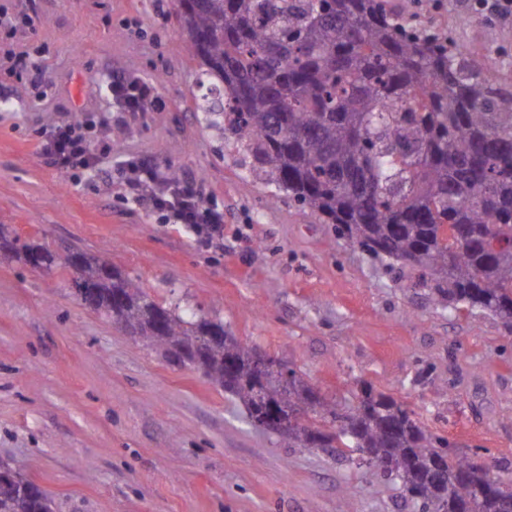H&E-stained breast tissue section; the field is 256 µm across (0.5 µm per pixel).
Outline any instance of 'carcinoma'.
I'll return each mask as SVG.
<instances>
[{"label":"carcinoma","mask_w":512,"mask_h":512,"mask_svg":"<svg viewBox=\"0 0 512 512\" xmlns=\"http://www.w3.org/2000/svg\"><path fill=\"white\" fill-rule=\"evenodd\" d=\"M203 75L222 104L210 126L253 158L252 175L320 214L354 245L432 277L431 293L478 309L512 334V92L453 40L407 27L386 0H176ZM68 268L76 292L129 335L190 365L204 350L206 377L259 412L256 389L312 422L281 433L287 448H328L336 460L381 474L421 512H503L512 471L492 477L433 435L392 397L361 389L340 407L296 371L260 381L254 349L203 314L163 308L105 255L58 256L16 247ZM83 264L71 265V255ZM0 512H54L53 498L0 464Z\"/></svg>","instance_id":"carcinoma-1"}]
</instances>
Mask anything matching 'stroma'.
<instances>
[{"label": "stroma", "instance_id": "35a3bbf8", "mask_svg": "<svg viewBox=\"0 0 512 512\" xmlns=\"http://www.w3.org/2000/svg\"><path fill=\"white\" fill-rule=\"evenodd\" d=\"M475 0H414L407 24L465 46L512 89V19ZM0 43L41 65L0 67V231L112 263L157 303L222 321L257 352L350 405L363 386L413 410L490 475L512 469V335L430 296L431 278L376 260L310 209L255 181L212 98L175 0H0ZM153 86L162 107L110 108L108 75ZM94 120L114 144L65 174L45 129ZM178 171L224 214V248L128 198L118 161ZM0 460L45 488L55 512H419L398 485L322 449L282 447L199 372L83 305L72 275L0 254Z\"/></svg>", "mask_w": 512, "mask_h": 512}]
</instances>
